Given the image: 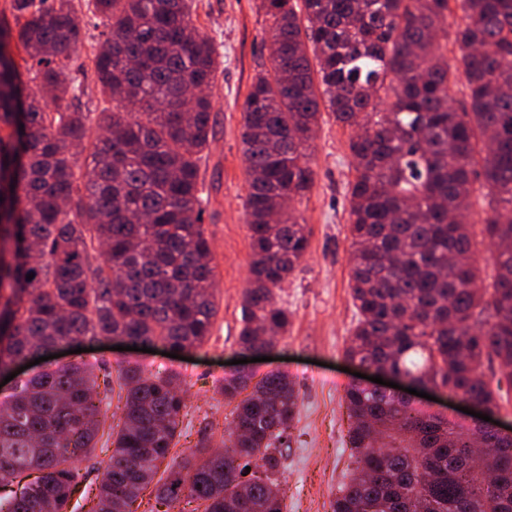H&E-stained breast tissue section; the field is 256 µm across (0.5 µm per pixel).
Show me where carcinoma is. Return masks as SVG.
Here are the masks:
<instances>
[{
  "label": "carcinoma",
  "mask_w": 512,
  "mask_h": 512,
  "mask_svg": "<svg viewBox=\"0 0 512 512\" xmlns=\"http://www.w3.org/2000/svg\"><path fill=\"white\" fill-rule=\"evenodd\" d=\"M463 24L448 30L451 3ZM0 23V367L88 336L202 346L217 315L200 161L214 136L220 53L194 0H84L104 31L92 59L112 109L80 108L73 67L84 16L73 0H12ZM270 68L243 110L251 277L242 351L272 348L291 320L278 290L309 232L295 207L315 179L321 111L353 131L350 287L344 350L360 367L500 409L512 385V0H261ZM462 71L448 67V44ZM23 53L16 60L14 51ZM464 76L465 102L450 91ZM91 163L77 165L75 148ZM495 248L492 288L471 248L475 184ZM34 274L30 280L26 275ZM497 362L496 382L484 363ZM82 360L17 386L0 404V512H66L76 459L124 393L122 427L89 512H133L168 457L185 406L179 376ZM222 455L170 467L156 500L203 512H284L276 475L298 393L287 374L233 372ZM354 466L332 512H512V440L350 384Z\"/></svg>",
  "instance_id": "1"
}]
</instances>
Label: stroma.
I'll list each match as a JSON object with an SVG mask.
<instances>
[{"mask_svg": "<svg viewBox=\"0 0 512 512\" xmlns=\"http://www.w3.org/2000/svg\"><path fill=\"white\" fill-rule=\"evenodd\" d=\"M260 0H195L193 23L215 39L224 63L214 90L215 139L201 161L203 229L210 243L218 314L202 347L180 360L142 351H117L109 340L87 337L90 359L114 369L131 363L155 372L176 373L185 384L186 406L180 436L172 448L180 458L196 450L202 437L213 447L226 438L234 407L217 393L230 373V360L242 358V293L251 262L246 222L248 182L240 133L243 107L252 78L267 66V18ZM348 129L322 116L311 144L316 170L313 187L301 206L310 234L308 253L278 293L291 325L265 362L247 364L255 376L287 373L299 392L294 441L280 476L286 512H332L331 504L351 468L347 442L350 420L344 390L353 381L344 356L357 321L350 290L351 237L348 184L354 168Z\"/></svg>", "mask_w": 512, "mask_h": 512, "instance_id": "stroma-1", "label": "stroma"}]
</instances>
